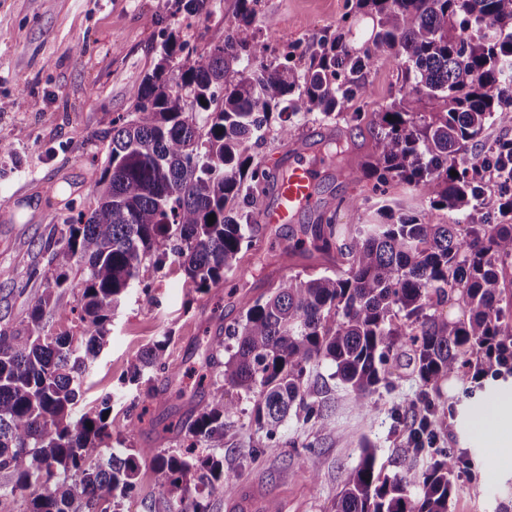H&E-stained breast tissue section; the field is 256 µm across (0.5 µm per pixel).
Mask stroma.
Masks as SVG:
<instances>
[{"instance_id":"1","label":"stroma","mask_w":512,"mask_h":512,"mask_svg":"<svg viewBox=\"0 0 512 512\" xmlns=\"http://www.w3.org/2000/svg\"><path fill=\"white\" fill-rule=\"evenodd\" d=\"M209 9V15L189 19L175 0H0V142L10 146L0 153V329L26 323L28 295L52 283L51 257L63 216L95 207L93 185L107 152L106 134L113 119L132 111L145 75L157 62L161 31L180 21L190 46L221 42L239 3L211 0ZM347 9L348 0L261 2L262 17L276 20L279 36L302 43L335 31ZM334 128L341 133L337 148L327 143ZM372 134L365 125L357 128L341 119L331 124L314 116L297 120L285 142L269 130L258 161L276 174L287 172L295 158L317 163V207L302 210L291 224H254L251 246L242 250L237 269L208 292L195 291L168 268L157 273L150 293L130 291L114 311L108 342L85 378L81 407L110 398L112 430L119 433L131 400L145 394L147 411L131 444L173 447L163 426L187 418L197 403L181 375L186 366L203 361L207 337L240 318L242 297L266 295L299 272L335 269V253L311 245L297 253L293 247L302 226L318 223L321 214L336 213L342 224L360 223L361 212L340 202L372 193L370 181L347 175L362 160ZM165 337L169 373L153 377L147 387L126 384L136 353ZM331 372L323 362L309 376L323 389L324 427L289 417L284 448L249 459L257 441L247 414L252 404L239 398L243 412L224 438L225 470L239 471L245 482L266 483L284 500V512H331L365 439L376 447L387 475L407 466L422 471L429 464L427 454L407 453L393 416L416 401L421 384L415 376L395 375L393 385L379 389L365 409ZM441 394L446 411L436 427L443 445L469 451L473 458L456 479L448 512H496L499 503L512 498V392L495 399L485 426L460 414L464 396L456 382L444 383ZM303 441L316 442V452L299 450Z\"/></svg>"}]
</instances>
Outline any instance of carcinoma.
Returning <instances> with one entry per match:
<instances>
[{
    "label": "carcinoma",
    "instance_id": "obj_1",
    "mask_svg": "<svg viewBox=\"0 0 512 512\" xmlns=\"http://www.w3.org/2000/svg\"><path fill=\"white\" fill-rule=\"evenodd\" d=\"M238 2L223 43L192 54L176 30L162 41L133 111L112 121L96 207L63 219L54 287L29 294L27 325L0 331V512H15L20 498L24 512H122L143 462L162 512H210V498L235 480L211 452L241 412L225 386L253 398L255 459L282 447L292 412L325 426L308 384L323 360L364 407L391 385L392 370L417 375L426 390L395 419L407 447L432 450L424 471L389 478L364 446L333 512H448L452 478L471 464L468 453L437 447L433 424L442 383L471 397L485 377L512 374V302L503 303L512 139L465 158L487 122L512 127V0H354L336 32L312 37L298 59L288 51L272 60L251 30L260 0ZM176 3L189 16L210 14L209 0ZM381 60L398 71V97L373 111L371 151L348 176L383 194L405 184L466 230L387 200L372 209L349 199L365 223L338 224L332 212L310 228L340 269L290 275L270 295L244 299L240 320L211 337L193 371L207 398L193 418L164 428L179 447L113 450L110 398L75 412L114 309L134 286L148 290L170 256L196 290L222 282L250 243L259 195L275 190L256 161L266 131L276 122L286 140L294 119L312 114L361 124ZM489 172L498 178L493 200ZM73 285L81 331L54 334L44 323L54 289ZM445 307L462 317H444ZM169 342L139 351L127 383L168 371Z\"/></svg>",
    "mask_w": 512,
    "mask_h": 512
}]
</instances>
